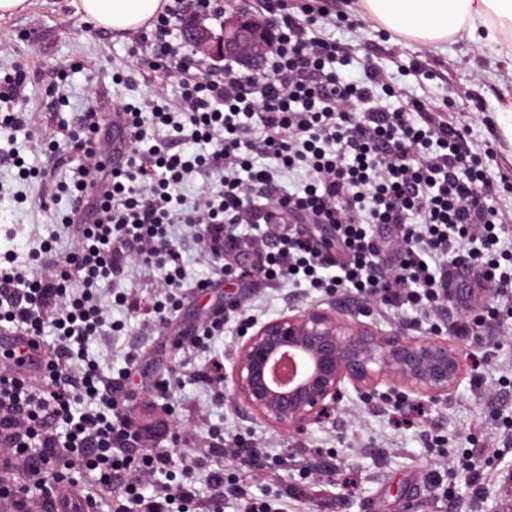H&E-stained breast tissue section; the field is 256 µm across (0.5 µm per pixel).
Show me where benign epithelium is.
I'll return each mask as SVG.
<instances>
[{"label": "benign epithelium", "mask_w": 512, "mask_h": 512, "mask_svg": "<svg viewBox=\"0 0 512 512\" xmlns=\"http://www.w3.org/2000/svg\"><path fill=\"white\" fill-rule=\"evenodd\" d=\"M206 0H195L182 28L194 53L233 57L248 67L274 49V28L237 9L224 11L221 32L203 23ZM232 366L237 401L273 427L298 433L320 420L346 393L388 391L437 402L460 381L464 361L443 336L411 338L348 318L334 307L293 310L250 325Z\"/></svg>", "instance_id": "7a95c632"}]
</instances>
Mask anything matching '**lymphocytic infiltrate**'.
<instances>
[{
    "instance_id": "f902f5d3",
    "label": "lymphocytic infiltrate",
    "mask_w": 512,
    "mask_h": 512,
    "mask_svg": "<svg viewBox=\"0 0 512 512\" xmlns=\"http://www.w3.org/2000/svg\"><path fill=\"white\" fill-rule=\"evenodd\" d=\"M188 0H172L137 31L138 48L151 59L152 94L123 105L130 128L129 157L115 168L96 143L103 118L88 104L65 125L63 138L46 137L53 163L27 166L11 154L19 179L49 182L57 168L72 176L69 207L49 238L32 253L38 271L0 257V322L40 337L52 328L50 376L41 384L0 381V470L8 469L28 440L40 452L39 472L63 458L46 489L51 506L70 504L82 470L99 473V490L121 498V512H190L195 483L155 485L144 494L138 476L165 470L166 452H142L143 437L124 413L117 383L101 375L88 343L108 323L105 285L115 303L144 321L168 324L187 283L180 231L223 276L228 224H334L348 258L335 261L309 240L263 234V273L278 284H306L324 295L346 289L386 312L423 316L451 313L456 335L512 309V166L484 165L493 141L475 143L451 111L411 96L375 63L380 43L336 40L332 30L364 34L369 20L347 11L344 0H278L274 51L261 74L200 72L177 22ZM179 88L169 106L168 81ZM148 150H141V143ZM299 172L301 190L282 184ZM394 229L383 245L379 225ZM462 259L477 286L494 288L496 301L477 317L454 311L449 300V258ZM155 272L163 296L127 288L131 272ZM77 281L71 289L69 281Z\"/></svg>"
}]
</instances>
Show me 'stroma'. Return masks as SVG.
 Returning <instances> with one entry per match:
<instances>
[{"label":"stroma","mask_w":512,"mask_h":512,"mask_svg":"<svg viewBox=\"0 0 512 512\" xmlns=\"http://www.w3.org/2000/svg\"><path fill=\"white\" fill-rule=\"evenodd\" d=\"M129 46L128 39L83 21L79 0H27L24 11L1 17L0 77L26 72V98L18 109L33 133L2 128L0 148L42 166L45 135L55 133L89 101H96L109 115L130 93L148 94L149 81L133 92L112 82L113 74L137 64ZM388 46L398 62L385 55L378 62L396 85L440 103L454 99L456 88H468L480 106L471 119L474 137H494L506 161L512 162V142L504 137L501 125L488 128L482 122L483 115L498 113L511 63L496 60L489 46L458 38L430 49L427 71L421 74L411 67L420 43L400 37ZM61 87L70 105L58 112L52 97ZM66 207V199H53L50 188L34 179H16L14 168L0 163V256L13 251L20 261H27L34 240L11 236V229L34 224L39 237L48 238ZM241 233V228H233L225 241L247 278L233 272L212 279L210 288L186 295L167 326H144L126 309L113 306L111 287L102 291L120 329L90 342L89 349L105 376L121 378L128 413L155 433L151 451L171 452L170 470L158 473L156 482H168L201 461L194 473V510L208 512L211 490L204 468L214 462L213 433L219 429L264 445V469L252 471L228 458L224 471L247 482L255 501L271 502L286 512H404L408 501L414 512H512V498L499 492L502 474L512 466V315H500L477 336L457 337L465 362L462 380L443 403H423L417 412L412 402H405L399 415L403 425H396L399 416L385 395L365 401L351 390L327 419L289 437L242 409L233 395L229 377L240 340L238 326L226 325L223 339L206 352L187 351V330L229 302L254 304L269 320L324 301L316 292L271 285L261 271V249L246 246ZM331 301L346 313L365 315L381 329L410 337L426 334L413 325L410 314H383L359 296L340 292ZM133 351L139 354L134 361L129 358ZM213 358L221 362L224 377L217 387L195 376ZM176 427L188 440L174 448L168 434ZM470 465L487 475L478 495L468 482Z\"/></svg>","instance_id":"1"}]
</instances>
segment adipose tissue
Segmentation results:
<instances>
[{"label":"adipose tissue","instance_id":"ef3b65f1","mask_svg":"<svg viewBox=\"0 0 512 512\" xmlns=\"http://www.w3.org/2000/svg\"><path fill=\"white\" fill-rule=\"evenodd\" d=\"M165 6V0H81L85 21L117 35L137 30ZM379 26L418 43L437 47L462 36L496 44L512 59V0H361Z\"/></svg>","mask_w":512,"mask_h":512}]
</instances>
